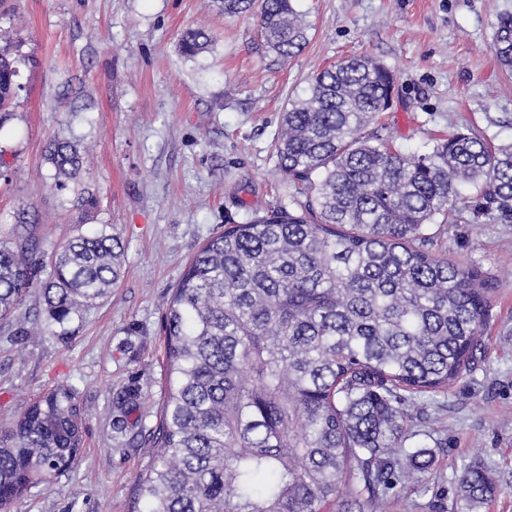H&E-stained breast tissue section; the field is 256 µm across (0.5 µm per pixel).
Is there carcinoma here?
I'll return each mask as SVG.
<instances>
[{"instance_id":"cac0c4a2","label":"carcinoma","mask_w":512,"mask_h":512,"mask_svg":"<svg viewBox=\"0 0 512 512\" xmlns=\"http://www.w3.org/2000/svg\"><path fill=\"white\" fill-rule=\"evenodd\" d=\"M226 16L259 8L266 48L302 51L310 25L295 0H213ZM493 50L512 72V14L494 25ZM211 43L186 29L181 54ZM0 50V129L22 90L29 57ZM394 75L368 55L314 74L288 102L274 147L282 179L306 186L295 207L226 224L198 250L166 313L167 397L155 465L139 480L141 512H387L397 485L427 470L408 451L410 411L445 394L482 349L495 284L473 262L433 250L438 215L512 224V143L456 130L405 155L364 130L392 103ZM55 187L80 173L76 146L53 139ZM477 187L464 198L462 192ZM0 240V320L34 285L62 324L121 276L116 232H80L50 268L36 219ZM46 276H41V273ZM82 411L59 385L0 430V498L9 503L69 469L82 444ZM497 485L485 465L463 464L468 512Z\"/></svg>"}]
</instances>
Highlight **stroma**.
I'll return each instance as SVG.
<instances>
[{
	"label": "stroma",
	"mask_w": 512,
	"mask_h": 512,
	"mask_svg": "<svg viewBox=\"0 0 512 512\" xmlns=\"http://www.w3.org/2000/svg\"><path fill=\"white\" fill-rule=\"evenodd\" d=\"M309 43L290 60L269 52L256 17H224L211 0H0L20 17L32 61L20 70L15 116L0 130V236L14 214L38 218L44 258L77 232L115 226L125 243L111 294L59 324L41 289L0 322V428L47 390L68 385L83 409L75 464L6 512H134L152 467L166 399L165 315L178 280L206 240L286 203L274 140L289 100L338 60L376 58L395 76L391 107L369 132L404 154L469 129L512 142V73L492 49L512 0H296ZM209 29L195 59L182 31ZM55 137L89 163L64 191L45 155ZM93 193L97 210H78ZM435 247L475 262L496 282L485 345L425 413L415 438L434 462L395 488L391 512H449L464 462L488 466L499 492L482 512H512V224L435 221ZM134 394L128 412L120 403ZM123 429H115L117 416Z\"/></svg>",
	"instance_id": "stroma-1"
}]
</instances>
